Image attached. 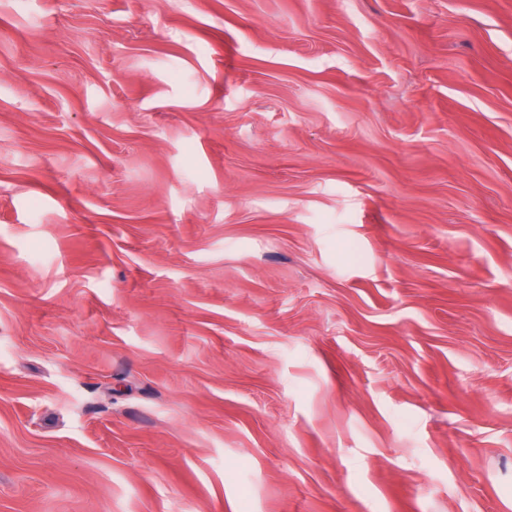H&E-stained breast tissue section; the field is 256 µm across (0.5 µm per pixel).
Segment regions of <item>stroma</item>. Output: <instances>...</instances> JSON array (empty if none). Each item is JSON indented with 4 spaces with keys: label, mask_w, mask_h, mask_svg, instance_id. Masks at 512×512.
<instances>
[{
    "label": "stroma",
    "mask_w": 512,
    "mask_h": 512,
    "mask_svg": "<svg viewBox=\"0 0 512 512\" xmlns=\"http://www.w3.org/2000/svg\"><path fill=\"white\" fill-rule=\"evenodd\" d=\"M0 512H512V0H0Z\"/></svg>",
    "instance_id": "1"
}]
</instances>
